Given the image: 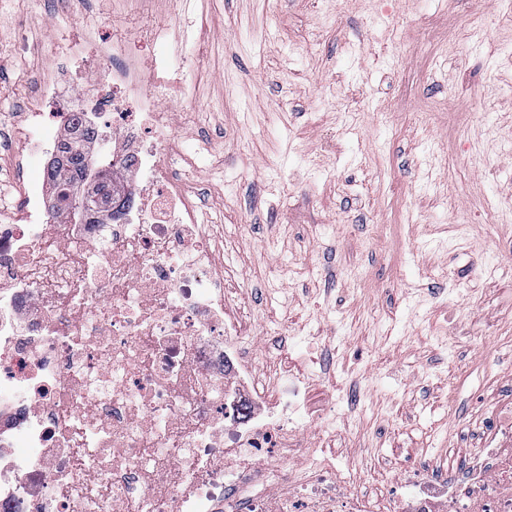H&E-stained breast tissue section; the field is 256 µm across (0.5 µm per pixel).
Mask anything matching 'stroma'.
<instances>
[{
    "instance_id": "obj_1",
    "label": "stroma",
    "mask_w": 512,
    "mask_h": 512,
    "mask_svg": "<svg viewBox=\"0 0 512 512\" xmlns=\"http://www.w3.org/2000/svg\"><path fill=\"white\" fill-rule=\"evenodd\" d=\"M80 20L72 0H0V203L49 189L21 163L23 114ZM199 22L209 49L170 149L224 236L254 374L312 380L305 446L282 464L359 462L364 489L388 490L464 446L484 391L512 389V9L153 0L144 20Z\"/></svg>"
}]
</instances>
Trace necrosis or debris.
Listing matches in <instances>:
<instances>
[{
  "label": "necrosis or debris",
  "instance_id": "obj_1",
  "mask_svg": "<svg viewBox=\"0 0 512 512\" xmlns=\"http://www.w3.org/2000/svg\"><path fill=\"white\" fill-rule=\"evenodd\" d=\"M62 39L24 115L33 157L53 160L80 116L130 205L73 223L33 195L0 224V512H512V392L477 447L380 496L328 463L277 470L302 446L309 381L289 375L270 398L254 385L212 227L168 150L205 37L138 43L89 15Z\"/></svg>",
  "mask_w": 512,
  "mask_h": 512
}]
</instances>
